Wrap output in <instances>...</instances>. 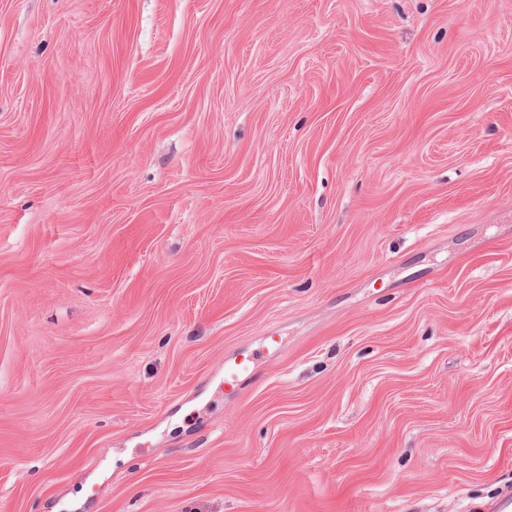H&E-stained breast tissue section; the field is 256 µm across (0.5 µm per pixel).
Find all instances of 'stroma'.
Instances as JSON below:
<instances>
[{"label": "stroma", "instance_id": "35a3bbf8", "mask_svg": "<svg viewBox=\"0 0 512 512\" xmlns=\"http://www.w3.org/2000/svg\"><path fill=\"white\" fill-rule=\"evenodd\" d=\"M506 488L512 0H0V512ZM254 371V359L251 355L224 364V388L233 392L241 379L250 376Z\"/></svg>", "mask_w": 512, "mask_h": 512}]
</instances>
